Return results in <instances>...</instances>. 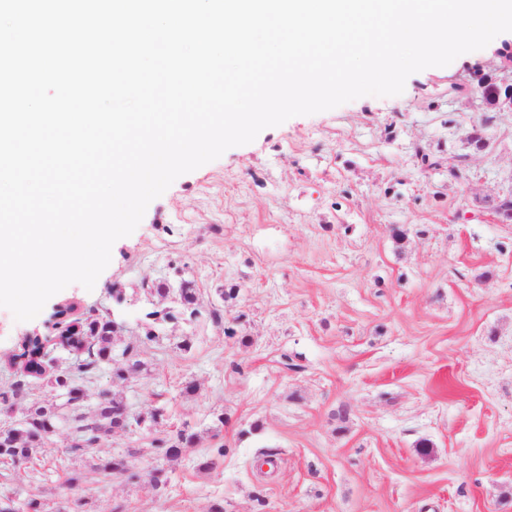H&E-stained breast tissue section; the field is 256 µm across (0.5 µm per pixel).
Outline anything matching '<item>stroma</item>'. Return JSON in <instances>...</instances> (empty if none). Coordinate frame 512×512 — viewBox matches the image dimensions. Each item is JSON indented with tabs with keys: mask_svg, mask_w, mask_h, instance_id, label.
I'll return each mask as SVG.
<instances>
[{
	"mask_svg": "<svg viewBox=\"0 0 512 512\" xmlns=\"http://www.w3.org/2000/svg\"><path fill=\"white\" fill-rule=\"evenodd\" d=\"M505 42L412 74L400 95L264 129L154 199L93 290L72 284L26 322L0 307V391L21 337L75 298L120 325L87 394L120 393L144 418L84 456L57 424L33 462L0 466V499L14 512L34 497L73 512L77 496L87 512H512V223L492 209L512 191V112L485 123L474 92ZM183 280L196 314L153 290ZM164 307L176 320L145 340ZM130 345L142 367L113 379ZM182 429L198 439L178 456L153 448ZM131 449L130 474L90 472Z\"/></svg>",
	"mask_w": 512,
	"mask_h": 512,
	"instance_id": "35a3bbf8",
	"label": "stroma"
}]
</instances>
